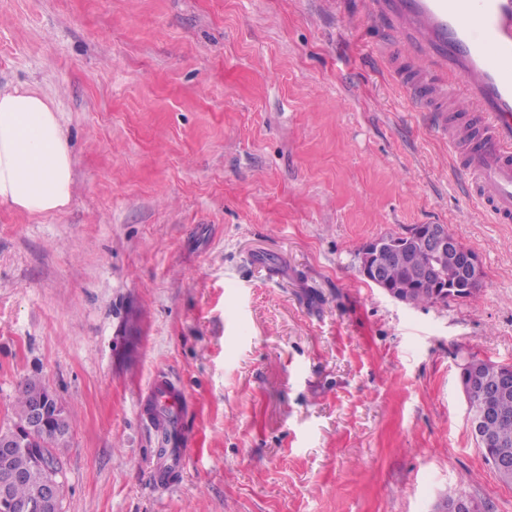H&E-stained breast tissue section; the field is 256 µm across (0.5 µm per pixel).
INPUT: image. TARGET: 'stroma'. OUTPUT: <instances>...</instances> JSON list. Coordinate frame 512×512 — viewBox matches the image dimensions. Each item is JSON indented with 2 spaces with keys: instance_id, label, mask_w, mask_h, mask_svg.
Segmentation results:
<instances>
[{
  "instance_id": "obj_1",
  "label": "stroma",
  "mask_w": 512,
  "mask_h": 512,
  "mask_svg": "<svg viewBox=\"0 0 512 512\" xmlns=\"http://www.w3.org/2000/svg\"><path fill=\"white\" fill-rule=\"evenodd\" d=\"M368 0H0V87L50 97L62 212L0 203V430L61 401L64 512H512L467 425L471 356L512 364V223L462 195ZM444 224L473 298L413 307L363 244ZM183 391L178 438L141 413ZM179 472L156 483L164 449ZM379 247L376 246V241L372 240L366 243L363 251L360 254V272L361 275L368 281L378 284L383 282L390 275V267L381 261L373 262V258L378 256ZM458 257V267L462 277L467 279L470 285L477 286L480 282L482 266L478 255L469 250H463L462 255L459 252L455 258ZM146 413L147 419L162 414V409L171 417L174 422L168 425V428H180L176 422L182 414L183 396L180 389L168 378H156L146 395ZM47 392L51 391L40 381L29 380L24 384L17 402V421L14 423L12 428H9L5 432L1 431L0 434L11 432L15 428H21L28 413L29 417L22 429L17 430L16 436L8 439L0 437V455H2V457L7 456L12 451L15 444L21 441V438H23L25 433H33L36 429L47 428L53 421L57 422L61 417V411L53 403L51 395L41 399V397L45 396ZM51 394L54 401L65 409L56 395L52 392ZM32 404L34 405L32 406ZM466 494V490L457 485L454 488L448 489V493L444 495L443 500L447 503H441L437 512H488V508L485 504L471 498L470 496H462ZM460 497L459 499H457ZM457 499L456 501H454ZM453 503L449 504V502Z\"/></svg>"
}]
</instances>
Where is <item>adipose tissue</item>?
<instances>
[{
    "mask_svg": "<svg viewBox=\"0 0 512 512\" xmlns=\"http://www.w3.org/2000/svg\"><path fill=\"white\" fill-rule=\"evenodd\" d=\"M72 162L52 101L33 88L0 87V202L32 215L71 201Z\"/></svg>",
    "mask_w": 512,
    "mask_h": 512,
    "instance_id": "adipose-tissue-1",
    "label": "adipose tissue"
}]
</instances>
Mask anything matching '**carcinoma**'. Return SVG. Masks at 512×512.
Segmentation results:
<instances>
[{"label":"carcinoma","instance_id":"carcinoma-1","mask_svg":"<svg viewBox=\"0 0 512 512\" xmlns=\"http://www.w3.org/2000/svg\"><path fill=\"white\" fill-rule=\"evenodd\" d=\"M385 242V254L389 265L394 270V275L387 287L402 293L411 306L443 304L459 300L462 290L448 292L443 295L437 291L434 284H424L415 280V270L409 266L399 247L409 242L405 235L389 234L382 237ZM480 378L488 385H494L503 374L505 365L481 359ZM49 389L37 380L27 381L20 392L17 402L14 427L20 428L24 423L30 407L41 397L45 396ZM502 417L489 420L484 429L481 443L477 444L485 461H490L497 449L501 447L512 448V391L498 403ZM70 425L66 420L61 424L34 433L30 440L18 446L3 462L0 460V468L6 466L12 471L22 474V479L11 485L10 495L17 502H25L32 499L46 480V472L35 462V455L41 454L58 471L63 472L62 464L57 457L56 449L62 447L69 434Z\"/></svg>","mask_w":512,"mask_h":512}]
</instances>
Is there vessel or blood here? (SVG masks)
Here are the masks:
<instances>
[{"mask_svg": "<svg viewBox=\"0 0 512 512\" xmlns=\"http://www.w3.org/2000/svg\"><path fill=\"white\" fill-rule=\"evenodd\" d=\"M395 32L383 55L415 109L434 116L464 195L494 223L512 222V0H369ZM183 396L155 379L146 415L182 414Z\"/></svg>", "mask_w": 512, "mask_h": 512, "instance_id": "obj_1", "label": "vessel or blood"}]
</instances>
